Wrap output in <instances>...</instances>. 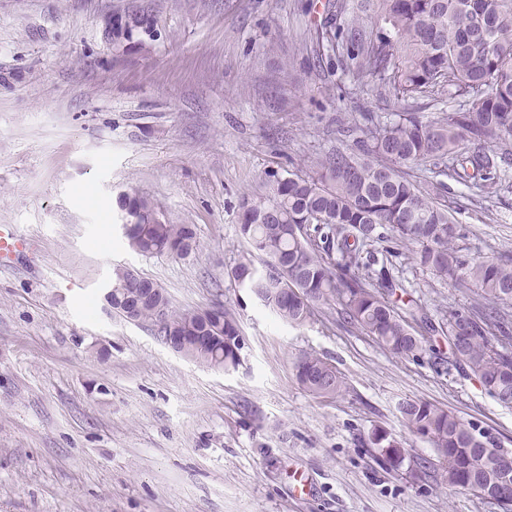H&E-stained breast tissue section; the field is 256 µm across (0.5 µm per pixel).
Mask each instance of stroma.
I'll return each instance as SVG.
<instances>
[{
  "instance_id": "obj_1",
  "label": "stroma",
  "mask_w": 512,
  "mask_h": 512,
  "mask_svg": "<svg viewBox=\"0 0 512 512\" xmlns=\"http://www.w3.org/2000/svg\"><path fill=\"white\" fill-rule=\"evenodd\" d=\"M328 0H0V224L30 248L0 266V512H503L416 479L435 448L402 423L405 399L444 407L512 451V408L448 363L446 336L398 358L331 306L283 323L232 271L263 268L238 231L239 201L267 170L312 172L336 120L398 105L319 63ZM139 6L144 44L113 45L105 21ZM196 227L185 259L145 258L122 235L121 193ZM441 201L471 257L512 251V183L475 206ZM138 268L178 309L219 304L243 338L217 369L116 316L112 269ZM396 303L439 322L472 293L406 257L389 268ZM327 358L345 389L296 380L302 353ZM401 442L394 466L375 434Z\"/></svg>"
}]
</instances>
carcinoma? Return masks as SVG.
Masks as SVG:
<instances>
[{"label":"carcinoma","instance_id":"cac0c4a2","mask_svg":"<svg viewBox=\"0 0 512 512\" xmlns=\"http://www.w3.org/2000/svg\"><path fill=\"white\" fill-rule=\"evenodd\" d=\"M316 32L320 59L338 57L362 92L406 104L382 115L358 112L340 124L352 143L332 149L313 173L283 175L268 170L261 193L240 203L239 233L266 258V270L241 263L234 280L285 322L299 326L314 305L334 303L397 357L415 356L421 338L409 321H425L420 307L403 310L391 300L392 282L372 246L394 241L410 251L422 270L477 297L468 307H448L441 324L452 361L465 365L503 407L512 408V255L474 259L463 254L462 233L448 206L438 202L441 182L422 187L407 177L416 167L446 175L478 190L498 193L512 170V0H372L371 10L327 5ZM140 11L112 17V43L131 42L146 31L134 24ZM433 103L429 118L420 99ZM132 224L128 247L145 256L185 258L195 252V225L175 224L149 198L126 193L118 201ZM145 278L112 270L113 310L127 320L157 328L180 341V353L217 368L240 361L242 338L230 312L173 308L156 283L155 297L131 312ZM296 378L309 393L333 397L344 382L335 367L315 353L295 361ZM400 413L407 428L428 440L439 464H418L414 477L433 475L454 490L485 500L512 494L506 450L487 433L427 401H406ZM383 454L400 464L401 444L375 439Z\"/></svg>","mask_w":512,"mask_h":512}]
</instances>
